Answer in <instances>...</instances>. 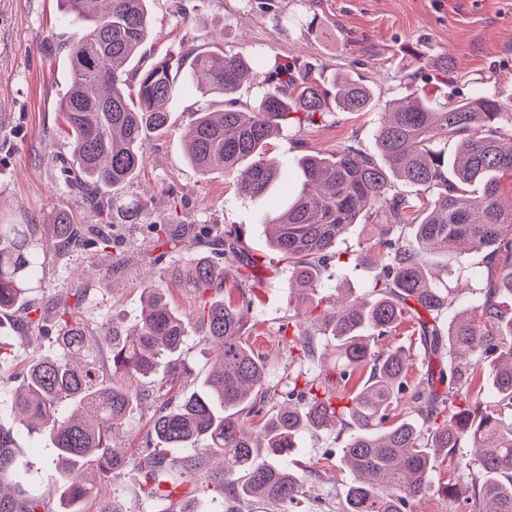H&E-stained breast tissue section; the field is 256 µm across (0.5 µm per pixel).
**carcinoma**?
Instances as JSON below:
<instances>
[{"label":"carcinoma","instance_id":"carcinoma-1","mask_svg":"<svg viewBox=\"0 0 512 512\" xmlns=\"http://www.w3.org/2000/svg\"><path fill=\"white\" fill-rule=\"evenodd\" d=\"M65 13L83 23L66 45L72 80L60 116L69 131L73 169L66 188L82 194L98 224H75L65 209L47 224L0 223V315L19 314L16 329L26 349L4 342L0 364L23 365V392L13 402L18 423L47 435L58 467L66 471L60 500L64 512H82L94 489L114 473L134 470L148 492L173 500L195 476L218 488L225 512H240L236 499L290 512L303 494V475L281 463L308 430L336 427L350 432L341 462L354 475L343 512H406L427 495L457 500L466 492L471 512H512V266L487 279L484 300L455 311L461 287L459 247L493 255L512 253V103L476 87L462 100L438 106L431 92L414 90L385 113L374 151L353 146L332 155L299 160L300 187L267 219L270 249L288 262V297L307 304L305 313L282 324L288 337V373L282 385L267 383L265 361L243 340V310L255 302L250 282L263 269L245 248L241 230L175 224L183 201L169 199L167 220L152 224L153 247L182 259L168 285L193 293L198 305L178 312L166 289L147 284L148 310L135 334H93L78 317L88 289L59 294L52 306L30 299L48 275L73 252L93 250L125 264L113 250L115 227L139 224L138 203L112 195L145 162L150 131L167 130L164 105L181 91L166 57L145 62L148 0H62ZM191 83L224 97V109L204 106L185 129L189 163L201 175L215 169L237 175L236 194L263 196L280 177L268 140L285 126H315L334 102L339 112H367L373 93L346 76L327 84L286 58L255 52L216 54L193 49ZM137 61L129 74L127 66ZM270 67L253 107L243 112L237 94L254 70ZM456 143L453 159L444 145ZM417 188L411 199L401 186ZM418 212L408 220L409 211ZM371 224L359 257L377 258L381 271L369 297L321 295L323 274L341 264L336 244L354 224ZM411 226L410 234L403 233ZM442 254L432 270L427 253ZM421 326L426 377L409 386L404 349L379 347L413 316ZM55 322L60 353L41 356L31 348L43 339V322ZM451 318L448 325L442 319ZM330 332L336 348L321 346L317 332ZM219 347L220 359L196 378L180 360L190 336ZM108 348L112 370L99 352ZM489 368L495 394L483 396L481 371ZM153 380L157 393L178 382H196L177 403L167 400L153 416L150 435L162 449L128 457L117 448L120 426L141 392L124 378ZM409 406L401 407L402 399ZM268 414L252 430L247 418ZM205 445L194 457L185 448ZM0 428V473L23 471ZM224 466L209 471L207 460ZM448 480L436 478L435 462ZM0 512H46L45 501L15 485L0 494Z\"/></svg>","mask_w":512,"mask_h":512}]
</instances>
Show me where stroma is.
I'll use <instances>...</instances> for the list:
<instances>
[{"mask_svg":"<svg viewBox=\"0 0 512 512\" xmlns=\"http://www.w3.org/2000/svg\"><path fill=\"white\" fill-rule=\"evenodd\" d=\"M149 0L151 36L145 49L152 57L180 58L189 49L249 54L263 50L272 58H290L312 67L325 81L348 76L369 86L371 111L332 112L322 124L304 129L286 128L268 147L282 165V175L266 196L242 199L223 170L200 175L186 161L182 139L193 112L200 105L223 107L221 98L185 91L166 108L171 126L163 134H148L147 160L125 189L127 197L141 200L143 224L122 230L114 247L127 257L113 270L105 293H97V272L104 259L86 250L73 253L57 268L35 297L50 302L72 287L88 284L90 293L81 317L92 329L133 328L143 306L142 283H164L171 261H156L146 231L148 223L164 219L169 197L186 207V224L241 226L251 253L270 256L264 224L274 206L283 205L288 190L299 182L298 160L306 150L324 154L354 146L371 148L373 134L390 103L416 88L439 91L449 100L470 95L486 86L512 96V0ZM73 27L61 0H0V223L39 224L59 206L69 208L79 224L98 218L68 195L61 166L70 156L59 106L70 84V67L62 39ZM451 57L462 77L448 87L437 84V69ZM506 254L467 255L465 275L471 290L463 299L471 306L483 298L488 272L511 264ZM289 275L284 262L269 264L255 283L256 300L248 316L245 338L267 361V381L280 382L288 354L278 342V329L288 317ZM22 368L0 365V428L12 431L14 451L26 460L21 478L0 475V482H21L32 495L48 493L59 481L48 438L20 431L11 409L19 392ZM141 405L127 417L121 446L139 454L153 439L150 420L162 399L140 383ZM344 437L333 430L305 432L290 455L294 468L305 474L299 512H341L353 476L340 461ZM127 512H168L169 501L147 496L138 478L127 471L106 488Z\"/></svg>","mask_w":512,"mask_h":512,"instance_id":"35a3bbf8","label":"stroma"}]
</instances>
